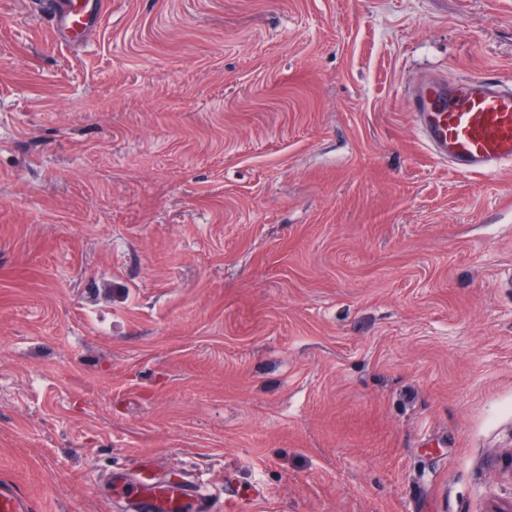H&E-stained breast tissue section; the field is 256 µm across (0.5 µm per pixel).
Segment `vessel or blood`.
Masks as SVG:
<instances>
[{"label":"vessel or blood","instance_id":"b4317fda","mask_svg":"<svg viewBox=\"0 0 512 512\" xmlns=\"http://www.w3.org/2000/svg\"><path fill=\"white\" fill-rule=\"evenodd\" d=\"M71 38L95 21L86 0H43ZM423 143L438 159L466 174L489 175L512 165V85L474 75L450 83L431 78L410 95ZM115 492L134 501L141 512H206L205 494L190 495L181 484H162L150 474L137 483L117 476ZM29 496L12 484H0V512H31Z\"/></svg>","mask_w":512,"mask_h":512}]
</instances>
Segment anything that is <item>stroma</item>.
<instances>
[{"instance_id": "obj_1", "label": "stroma", "mask_w": 512, "mask_h": 512, "mask_svg": "<svg viewBox=\"0 0 512 512\" xmlns=\"http://www.w3.org/2000/svg\"><path fill=\"white\" fill-rule=\"evenodd\" d=\"M0 0V481L132 512L512 502V169L409 95L512 79V0ZM71 38H78L95 21L86 0H43ZM142 464L144 470L140 481L130 484L125 478L115 476L114 491L134 501L140 509L148 512H184L185 503L190 501L189 497H194V511L208 512L205 494L197 493L193 496L181 484L158 483L150 476V461L143 460Z\"/></svg>"}]
</instances>
